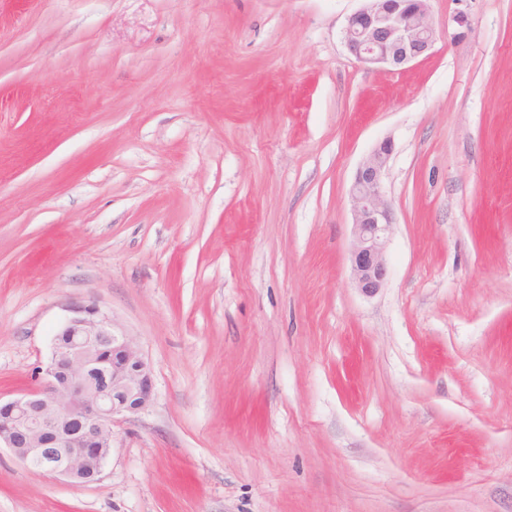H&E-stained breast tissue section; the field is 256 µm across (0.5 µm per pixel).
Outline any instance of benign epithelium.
<instances>
[{
  "label": "benign epithelium",
  "instance_id": "benign-epithelium-1",
  "mask_svg": "<svg viewBox=\"0 0 512 512\" xmlns=\"http://www.w3.org/2000/svg\"><path fill=\"white\" fill-rule=\"evenodd\" d=\"M343 30L359 61L399 68L427 56L436 41L428 0H362ZM393 152L380 143L349 189L353 213L350 265L365 296L383 288L387 245L396 218L383 188ZM52 340L36 386L0 401V447L27 467L81 488L98 479L112 449V426L147 407L154 392L150 365L135 341L96 305L73 303Z\"/></svg>",
  "mask_w": 512,
  "mask_h": 512
}]
</instances>
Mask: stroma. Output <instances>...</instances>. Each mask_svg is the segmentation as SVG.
<instances>
[{"instance_id":"35a3bbf8","label":"stroma","mask_w":512,"mask_h":512,"mask_svg":"<svg viewBox=\"0 0 512 512\" xmlns=\"http://www.w3.org/2000/svg\"><path fill=\"white\" fill-rule=\"evenodd\" d=\"M360 6L0 0V399L72 302L155 383L86 487L0 447V512H512V0H429L399 70L346 48ZM392 152L391 141L380 143L363 161L349 189L354 227L351 271L356 288L368 297L383 288L388 274L387 245L396 218L383 176Z\"/></svg>"}]
</instances>
